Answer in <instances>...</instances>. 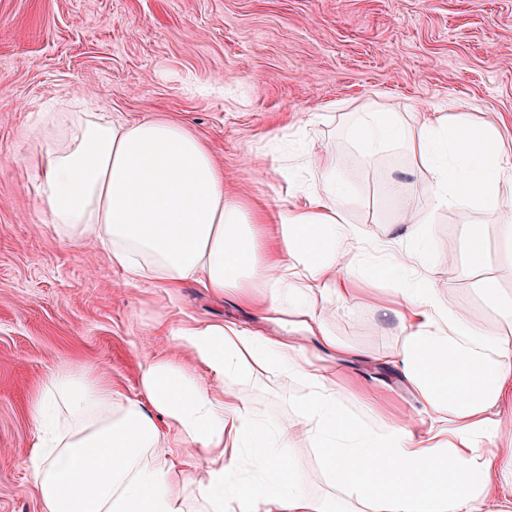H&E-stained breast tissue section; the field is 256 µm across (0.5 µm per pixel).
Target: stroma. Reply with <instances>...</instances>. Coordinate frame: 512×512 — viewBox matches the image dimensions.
I'll use <instances>...</instances> for the list:
<instances>
[{"label": "stroma", "mask_w": 512, "mask_h": 512, "mask_svg": "<svg viewBox=\"0 0 512 512\" xmlns=\"http://www.w3.org/2000/svg\"><path fill=\"white\" fill-rule=\"evenodd\" d=\"M75 99L128 120L182 123L223 168L226 194L258 209L299 200L288 188L293 163L275 144L336 152L351 229L345 252L370 256L390 239L406 247L387 192L402 184L430 214L435 287L495 325L475 283L502 259L499 227L479 209L433 210L423 191L430 174L410 151L393 144L363 158L349 127L353 111L377 103L407 119L463 112L512 139V0H0V512H40L19 461L37 435L30 406L45 378L82 369L135 393L141 365L173 354L152 328L156 314L176 325L232 321L324 353L283 320L198 284L127 287L96 245L56 236L25 159L38 149L39 112ZM467 222L484 227L476 262ZM352 286L344 299L308 296L327 329L357 349L339 372L345 407L359 411L346 393L358 379L382 390L385 414L416 413L381 361L402 343L382 310L389 280ZM224 387L248 397L260 426L300 427L304 390L294 379L228 375Z\"/></svg>", "instance_id": "stroma-1"}]
</instances>
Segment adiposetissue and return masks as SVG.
I'll list each match as a JSON object with an SVG mask.
<instances>
[{
    "label": "adipose tissue",
    "mask_w": 512,
    "mask_h": 512,
    "mask_svg": "<svg viewBox=\"0 0 512 512\" xmlns=\"http://www.w3.org/2000/svg\"><path fill=\"white\" fill-rule=\"evenodd\" d=\"M38 133L28 162L62 241L99 243L126 286L194 282L256 303L337 355L350 354L305 303L316 289L347 296L359 262L336 248L350 235L339 157H320L318 182L303 202L257 215L225 195L224 171L208 145L179 122L121 121L70 107L45 113ZM351 136L366 157L404 141L428 169L426 191L437 206L478 208L502 226L509 253L478 282L497 327L460 316L434 287L430 238L420 231L430 218L402 202L398 220L409 246L383 250L370 274L393 282L384 312L403 343L385 362L419 403L417 415L370 424L379 394L357 383L363 414L348 416L335 368L312 363L296 344L231 322L173 328L161 317L155 331L203 374L156 359L127 396L102 377L58 372L32 400L39 435L22 466L40 512H186L189 494L205 512H505L512 438L503 439L501 426L512 416V297L497 283L512 278V211L497 202L512 182V148L497 128L460 115L422 111L408 128L386 107L358 112ZM255 282L266 289L258 302L248 293ZM250 369L306 387L299 430L259 427L247 398L225 391V374ZM299 435L322 452L326 497L305 487L291 446Z\"/></svg>",
    "instance_id": "ef3b65f1"
}]
</instances>
